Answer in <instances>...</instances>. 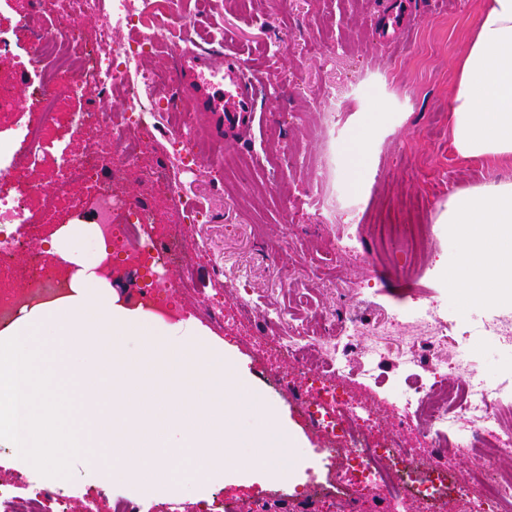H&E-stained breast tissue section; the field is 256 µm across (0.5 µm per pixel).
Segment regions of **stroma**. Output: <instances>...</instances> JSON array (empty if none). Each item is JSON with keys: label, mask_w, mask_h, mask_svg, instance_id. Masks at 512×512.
Masks as SVG:
<instances>
[{"label": "stroma", "mask_w": 512, "mask_h": 512, "mask_svg": "<svg viewBox=\"0 0 512 512\" xmlns=\"http://www.w3.org/2000/svg\"><path fill=\"white\" fill-rule=\"evenodd\" d=\"M391 0H185L184 16L172 37L140 61L144 71L172 72L174 45L195 44L214 63L239 56L246 78L258 87L255 118L233 149L217 140L207 113L190 103L168 109L171 85L157 89L158 107L143 132V164L163 170L178 167L179 151L170 136L188 128L184 149L198 165L181 175V193L211 214L197 225L186 259L170 269L172 279L190 276L194 289L180 298L179 320L206 337L223 342L229 358L243 370L248 389L262 394L270 408L288 416L300 441L291 451L294 476L251 481L231 473L214 481L206 495L185 485L176 492L141 495V512H196L205 498L221 496L243 512H330L328 497L336 477L320 466L321 442L287 393L279 391L268 366L254 349L269 335V309H283L290 324L319 333L327 311L353 306L366 323L381 321L403 288H424L447 299L448 311L462 314L469 302L455 285L454 244L438 237L436 250L423 260L436 276L405 275L404 254L382 251L370 227L403 216L408 200L424 208V221L440 224L448 199L492 181L512 182V157L461 158L451 144L448 102L456 88L457 60L466 52L483 0H409L408 36L383 35ZM53 16L41 0H0V45L14 57V82L22 101L0 115V136L34 119L27 98L40 81L43 66L31 63L32 32L51 26ZM92 100H66L58 108L51 137L56 145L81 154L104 140L106 129L82 135L69 115L92 107ZM342 110L335 134L323 129V115ZM367 140L360 166H352L357 141ZM182 148V149H183ZM335 162L326 195L336 199V222L318 229L322 198L316 192L317 168L326 151ZM57 168L54 150L41 153L28 181L0 177V193L27 195L32 221L19 225L35 249L74 218L52 198ZM361 228L356 256H339L331 240L346 225ZM244 281L255 311L233 322L236 294L221 280ZM222 290L226 318L222 326L206 322L196 310L198 294ZM103 449L87 448L76 457L69 478L55 487L70 499L72 512H85L95 500L97 512H112L123 492L100 480ZM31 467L16 463L8 442L0 443V488L24 494L43 484Z\"/></svg>", "instance_id": "obj_1"}]
</instances>
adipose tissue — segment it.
Returning a JSON list of instances; mask_svg holds the SVG:
<instances>
[{
  "mask_svg": "<svg viewBox=\"0 0 512 512\" xmlns=\"http://www.w3.org/2000/svg\"><path fill=\"white\" fill-rule=\"evenodd\" d=\"M449 103L452 145L464 158L512 156V0H485ZM469 299L489 303L512 288V183L451 198L444 219Z\"/></svg>",
  "mask_w": 512,
  "mask_h": 512,
  "instance_id": "adipose-tissue-1",
  "label": "adipose tissue"
}]
</instances>
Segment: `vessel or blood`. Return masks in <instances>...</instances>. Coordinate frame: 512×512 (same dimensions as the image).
I'll return each mask as SVG.
<instances>
[{
  "label": "vessel or blood",
  "instance_id": "1",
  "mask_svg": "<svg viewBox=\"0 0 512 512\" xmlns=\"http://www.w3.org/2000/svg\"><path fill=\"white\" fill-rule=\"evenodd\" d=\"M241 70L242 61L236 57L217 66L191 49L175 55L178 84L189 101L211 115L218 138L225 141L237 139L253 120L254 89L242 79Z\"/></svg>",
  "mask_w": 512,
  "mask_h": 512
}]
</instances>
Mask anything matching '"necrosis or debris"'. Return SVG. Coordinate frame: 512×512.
<instances>
[{"mask_svg":"<svg viewBox=\"0 0 512 512\" xmlns=\"http://www.w3.org/2000/svg\"><path fill=\"white\" fill-rule=\"evenodd\" d=\"M48 3L55 23L36 32L34 61L63 62L72 44H91L94 53L70 81H58L48 73L33 88L29 99L37 119L17 126L11 139L0 138V174L19 181L28 178L40 154L52 144L50 132L57 121L59 99L82 98L91 90L104 99L115 88H123L129 102L120 120H113L104 107L71 113L74 127H106L109 147L82 157L61 155L53 195L75 209L90 206L109 236L102 260L119 259L144 269L147 279L142 295L151 315L165 319L177 310L180 296L189 288L187 280H171L168 271L179 260L193 225L208 223L211 215L183 207L177 176L150 172L148 182L173 204L177 219L171 226L153 223L151 212L124 194L115 181L140 166V134L153 101L151 92L164 81L155 72H140L135 80L130 73L145 49L164 37L168 19L159 13L145 20L137 0ZM90 16L101 17L102 22L88 37L83 22ZM119 27L140 28L139 41L113 46L112 31ZM105 168L111 169L113 183L98 181ZM77 183L91 184L88 200L73 199L72 187ZM29 221L24 197L0 194V332L32 303H50L71 290L70 273L53 267L42 269L25 292L16 291V259L29 252L31 245L15 227ZM325 320L339 326V335L306 336L296 327L283 336H266L258 350L276 359L287 358L301 369L314 361L322 368L303 390L300 408L323 442V465L336 473L334 512H353L370 492L385 503L388 512H444L450 501L459 512H512V473L500 469L501 459L512 455V368L495 383H487L474 367L470 348L471 334L477 331L512 350V290L503 292L495 310L476 308L454 318L425 292L404 290L398 307L391 309L382 325L381 339L370 346L360 343L368 330L355 313L331 311ZM420 331L425 334L421 343L416 340ZM452 332L457 335L453 342L448 339ZM387 336L397 338L394 352L403 368L393 381L402 403L398 426L421 435L424 447L417 452L394 434H378L382 419L376 408L338 393L335 385L351 373L353 356H361L365 373L384 359ZM452 454L469 462L466 473L454 478L448 475Z\"/></svg>","mask_w":512,"mask_h":512,"instance_id":"necrosis-or-debris-1","label":"necrosis or debris"}]
</instances>
